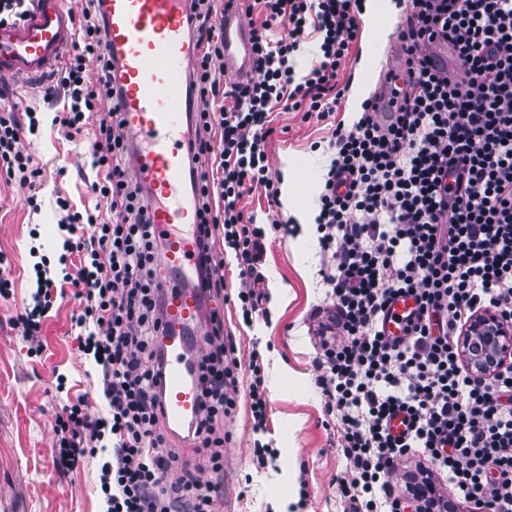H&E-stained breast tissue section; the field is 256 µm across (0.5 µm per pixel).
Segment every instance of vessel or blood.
I'll return each mask as SVG.
<instances>
[{
  "instance_id": "b4317fda",
  "label": "vessel or blood",
  "mask_w": 512,
  "mask_h": 512,
  "mask_svg": "<svg viewBox=\"0 0 512 512\" xmlns=\"http://www.w3.org/2000/svg\"><path fill=\"white\" fill-rule=\"evenodd\" d=\"M114 82L123 90L124 132L134 147L133 175L151 192L150 219L164 253L166 331L164 426L195 420L202 397L187 353L190 330L201 322L204 302L191 276L198 242L187 231L198 221L186 173L192 97L187 78L195 47L188 34L191 0H100ZM66 0H31L25 18L0 26V79L38 78L55 69L75 40ZM224 73L237 81L255 77L251 29L237 8L224 10ZM416 308L413 297L398 298L384 324L386 335L401 334V319Z\"/></svg>"
}]
</instances>
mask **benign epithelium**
Segmentation results:
<instances>
[{
    "mask_svg": "<svg viewBox=\"0 0 512 512\" xmlns=\"http://www.w3.org/2000/svg\"><path fill=\"white\" fill-rule=\"evenodd\" d=\"M462 356L478 375L491 371L493 359L512 354V329L495 326L489 313L476 314L460 338Z\"/></svg>",
    "mask_w": 512,
    "mask_h": 512,
    "instance_id": "1",
    "label": "benign epithelium"
}]
</instances>
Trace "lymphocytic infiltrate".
<instances>
[{
	"mask_svg": "<svg viewBox=\"0 0 512 512\" xmlns=\"http://www.w3.org/2000/svg\"><path fill=\"white\" fill-rule=\"evenodd\" d=\"M254 5L257 75L228 83L217 0L193 4L197 106L186 165L201 217L197 288L212 299L224 293L219 242L242 276H260L266 234L241 201L260 188L268 203L280 202L267 153L273 108L334 122L315 217L330 307L316 382L346 459L340 494L349 512H401L389 478L398 460L415 454L425 460L416 473L422 484L443 479L472 512H512V359L482 378L459 350L477 313L512 324V0H408L396 30L403 67L386 73L382 92L363 102L348 129L335 121L348 89L340 71L362 38V0ZM78 29L56 78L38 91L47 103L67 97L52 119L64 135L92 128L97 203L81 213L58 198L62 249L80 261L57 281L31 249L37 288L16 322L38 341L56 284L78 288L84 306L74 322L107 412L93 417L83 402L68 406L56 419L53 462L71 472L86 449L106 453L103 512H216L224 418L237 405L235 345L223 314L211 310L208 348L195 360L203 413L186 436L206 455L213 478L205 481L161 429L163 255L147 194L130 175L122 90L108 78L113 64L96 0H83ZM309 29L319 52L300 76L296 56ZM435 41L450 42L452 68H431L427 46ZM104 98L112 106L102 112ZM38 128L34 111L0 113V173L23 188L42 175L21 149ZM403 295L418 308L403 337L391 338L382 321ZM398 414L406 429L396 436L388 424ZM175 468L180 477L167 480Z\"/></svg>",
	"mask_w": 512,
	"mask_h": 512,
	"instance_id": "1",
	"label": "lymphocytic infiltrate"
}]
</instances>
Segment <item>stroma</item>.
Segmentation results:
<instances>
[{
	"mask_svg": "<svg viewBox=\"0 0 512 512\" xmlns=\"http://www.w3.org/2000/svg\"><path fill=\"white\" fill-rule=\"evenodd\" d=\"M361 26L362 40L353 47L344 74L370 94L379 74L368 68L367 58L390 57L395 43L392 31H379L373 20L362 18ZM9 102L37 113L39 130L24 140L23 148L42 169L43 179L32 208L25 202L26 190L0 176V272L12 282L10 297L0 299V512H101L102 454H85L79 470L68 475L59 474L52 463L58 446L54 421L63 407L81 396L90 411L101 408L98 377L71 321L83 308L81 299L69 286L54 294L41 353H34L13 324L36 289L30 247H38L51 271L61 269L57 198H66L80 212L96 204L90 188L95 178L92 134L65 139L52 123L54 107L28 81L11 80ZM274 125L279 132L272 137L273 172H282L291 161L322 178L332 156L330 124L283 112L275 115ZM242 205L266 232L258 269L268 299L264 311L244 323L235 300L242 286L239 267L234 256H225V295L214 305L224 313L225 332L236 341L240 369L237 410L224 420L229 440L221 512H282L286 505L293 512H345L337 482L345 460L316 383V310L325 296L316 227L301 226L295 235L274 230L273 221L287 219L288 213L269 206L258 191L246 195ZM254 358L264 371L269 397L267 426L259 433L252 430L248 410Z\"/></svg>",
	"mask_w": 512,
	"mask_h": 512,
	"instance_id": "obj_1",
	"label": "stroma"
}]
</instances>
